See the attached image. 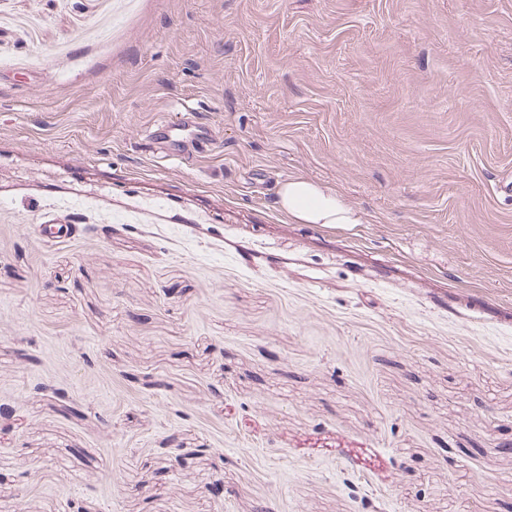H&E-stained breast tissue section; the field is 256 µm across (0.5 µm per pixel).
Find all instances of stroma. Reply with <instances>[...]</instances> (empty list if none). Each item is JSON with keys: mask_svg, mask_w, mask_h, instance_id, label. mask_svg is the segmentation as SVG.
<instances>
[{"mask_svg": "<svg viewBox=\"0 0 512 512\" xmlns=\"http://www.w3.org/2000/svg\"><path fill=\"white\" fill-rule=\"evenodd\" d=\"M509 441L512 0H0V512H512ZM184 109L186 112H178L173 117L152 125L146 135L150 139H158L159 137V139L168 143L172 148H168L166 156L180 161L185 159L186 156L183 153V148L174 145V143L180 142L179 137L183 132L190 131L193 128L196 130L197 135H202L212 140L211 128L196 122V117L191 108L185 107ZM277 207L301 224H359L362 218L336 192L304 178H290L277 191Z\"/></svg>", "mask_w": 512, "mask_h": 512, "instance_id": "1", "label": "stroma"}]
</instances>
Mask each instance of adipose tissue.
<instances>
[{
  "label": "adipose tissue",
  "instance_id": "ef3b65f1",
  "mask_svg": "<svg viewBox=\"0 0 512 512\" xmlns=\"http://www.w3.org/2000/svg\"><path fill=\"white\" fill-rule=\"evenodd\" d=\"M277 207L288 219L304 224H358L362 221L358 212L336 191L298 177L280 184Z\"/></svg>",
  "mask_w": 512,
  "mask_h": 512
}]
</instances>
